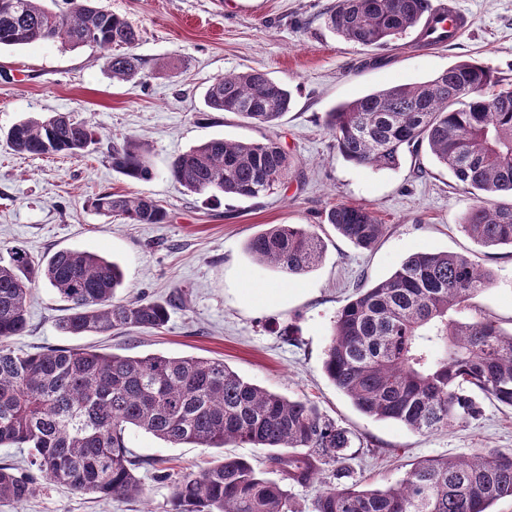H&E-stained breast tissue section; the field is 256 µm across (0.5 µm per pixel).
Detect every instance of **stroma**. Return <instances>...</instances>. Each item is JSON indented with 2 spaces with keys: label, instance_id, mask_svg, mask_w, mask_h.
<instances>
[{
  "label": "stroma",
  "instance_id": "35a3bbf8",
  "mask_svg": "<svg viewBox=\"0 0 512 512\" xmlns=\"http://www.w3.org/2000/svg\"><path fill=\"white\" fill-rule=\"evenodd\" d=\"M335 0H98L139 33L132 52L140 78L112 80L91 48L61 44L0 49V257L19 248L42 261L63 248L117 261L118 294L171 303L166 326L130 335L65 336L56 323L66 304L39 285L28 329L15 348L102 349L224 360L240 376L290 398L306 397L356 438L344 463L347 482L374 488L396 483L423 457L512 453V406L484 397L468 423L421 435L359 412L323 372L332 321L354 295L388 278L413 252H453L491 272L493 283L460 316L486 317L512 329V249L484 248L464 234L473 201L428 152L404 154L399 167L373 170L344 160L323 125L325 112L367 92L429 79L459 60L488 67L512 87V0H457L472 21L459 39L420 42L417 31L384 49L345 41L324 24ZM265 70L290 88L295 104L271 129L212 112L204 94L215 77ZM65 113L90 122L97 149L80 159L18 155L2 132L27 117ZM272 136L294 162L290 179L257 198L184 192L170 178L175 156L214 137L259 141ZM137 136L149 147L152 179L134 181L112 165L113 145ZM106 192L148 196L168 212L163 224H127L98 213ZM369 208L387 229L369 250L338 236L324 221L335 203ZM271 224H302L325 244L322 262L291 277L253 262L247 242ZM275 297L257 305L256 292ZM128 445L143 465L144 493L103 499L40 481L23 505L0 512H170L175 475L222 455L263 459L266 449L230 443L204 449L171 446L140 430Z\"/></svg>",
  "mask_w": 512,
  "mask_h": 512
}]
</instances>
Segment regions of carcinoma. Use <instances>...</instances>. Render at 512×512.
<instances>
[{
    "label": "carcinoma",
    "mask_w": 512,
    "mask_h": 512,
    "mask_svg": "<svg viewBox=\"0 0 512 512\" xmlns=\"http://www.w3.org/2000/svg\"><path fill=\"white\" fill-rule=\"evenodd\" d=\"M48 0H0V47L59 43L95 47L118 82L133 80L140 59L114 53L138 32L96 0H71L62 13ZM429 0H336L325 24L343 39L376 48L421 24ZM204 103L273 128L292 93L259 68L214 79ZM348 162L398 167L403 151L426 149L474 195L460 227L478 244L512 247V88L481 64L460 60L432 78L380 89L324 115ZM13 152L82 158L96 144L93 126L66 115L29 117L6 133ZM143 142L112 146L113 166L135 180L154 176ZM168 173L184 191L257 198L292 174L279 143L212 138L175 157ZM129 224H163L167 211L145 196L104 193L94 202ZM324 221L369 250L386 230L367 208L336 203ZM253 260L289 276L313 270L324 243L303 224H274L247 244ZM42 282L67 303L57 323L65 336L123 335L160 329L168 307L121 300L120 267L95 253L62 249L33 263L16 250L0 264V447L29 450L28 468L54 484L105 499L142 493L140 459L126 432L142 430L176 447L267 448L281 480L243 457L224 456L174 482L171 512H302L288 488H316L308 512H489L512 499V454L473 453L408 464L384 489L342 482L350 431L323 417L308 399L260 387L220 359L120 355L82 348L24 352L11 345L27 327L32 285ZM492 284V275L450 252H416L388 278L361 289L336 313L323 370L361 413L433 434L481 415L476 393L512 406V331L458 310ZM32 475L0 464V501L31 497Z\"/></svg>",
    "instance_id": "carcinoma-1"
}]
</instances>
